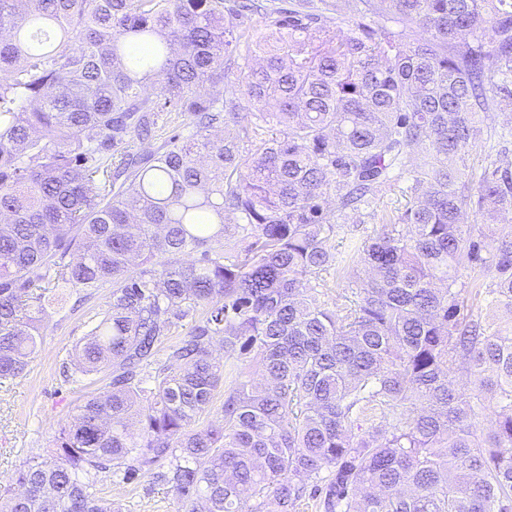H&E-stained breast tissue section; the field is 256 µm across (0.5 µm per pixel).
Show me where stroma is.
Instances as JSON below:
<instances>
[{
    "mask_svg": "<svg viewBox=\"0 0 512 512\" xmlns=\"http://www.w3.org/2000/svg\"><path fill=\"white\" fill-rule=\"evenodd\" d=\"M484 125L483 154L496 166L512 169V111L489 113ZM406 187L403 178L387 187L383 196L364 210L354 238H366L379 229L382 217L402 212L409 201ZM108 295L105 288L83 298L75 294L64 307L49 310L42 347L27 375L0 384V484L9 483L32 453L50 446L58 425L84 396L103 390L104 375L77 374L67 380L61 365L92 328ZM97 489L100 497L111 501L115 512L178 510L172 486L148 474L130 484L106 479L98 482Z\"/></svg>",
    "mask_w": 512,
    "mask_h": 512,
    "instance_id": "1",
    "label": "stroma"
}]
</instances>
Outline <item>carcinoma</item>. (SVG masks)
<instances>
[{"label":"carcinoma","mask_w":512,"mask_h":512,"mask_svg":"<svg viewBox=\"0 0 512 512\" xmlns=\"http://www.w3.org/2000/svg\"><path fill=\"white\" fill-rule=\"evenodd\" d=\"M511 78L512 0H0V381L65 289L112 285L62 363L109 382L0 512H112L99 479L151 471L181 512H264L324 468V512H512V173L470 159ZM414 158L404 211L337 250ZM217 345L264 386L224 387ZM325 277L329 288L328 290H324L325 295H319V300L323 303L325 302L328 304L330 308H334L335 303L338 305L344 304L345 302V296L350 297L351 299H355V294H352L353 292H356V288H359L360 280H357L358 284L352 283L348 280H338L336 284V277L333 275H325Z\"/></svg>","instance_id":"obj_1"}]
</instances>
